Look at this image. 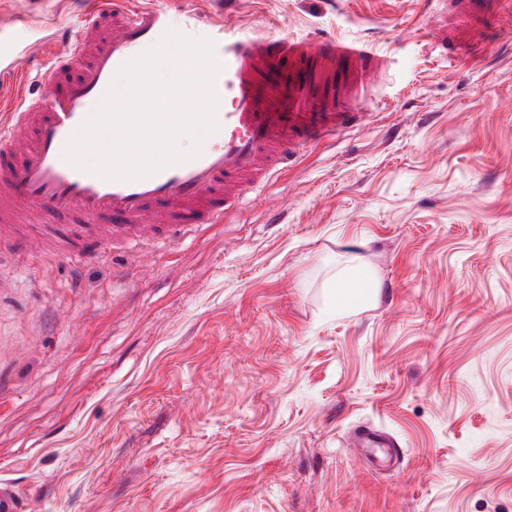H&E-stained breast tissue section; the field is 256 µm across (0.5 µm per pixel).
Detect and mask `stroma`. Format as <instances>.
Segmentation results:
<instances>
[{
  "label": "stroma",
  "instance_id": "stroma-1",
  "mask_svg": "<svg viewBox=\"0 0 512 512\" xmlns=\"http://www.w3.org/2000/svg\"><path fill=\"white\" fill-rule=\"evenodd\" d=\"M86 4L0 0V91ZM224 20L394 64L229 223L136 263L0 256V477L32 512H512V10L234 0ZM351 264L374 286L340 313ZM361 426L397 441L391 467L350 446Z\"/></svg>",
  "mask_w": 512,
  "mask_h": 512
}]
</instances>
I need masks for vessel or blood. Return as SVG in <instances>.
Returning <instances> with one entry per match:
<instances>
[{"mask_svg":"<svg viewBox=\"0 0 512 512\" xmlns=\"http://www.w3.org/2000/svg\"><path fill=\"white\" fill-rule=\"evenodd\" d=\"M214 43L223 70L219 131L202 154L141 180L84 173L64 157L69 139L95 109L118 68L166 29ZM381 60L357 40L325 47L292 38L235 33L223 11L175 16L164 0H91L80 36L50 54L38 83L14 63L16 91L0 99V245L27 248L18 236L48 217L65 223L45 239L59 258L87 262L184 230L220 224L287 169L307 144L350 127L358 117V77ZM0 512H27L15 486L0 480Z\"/></svg>","mask_w":512,"mask_h":512,"instance_id":"1","label":"vessel or blood"}]
</instances>
